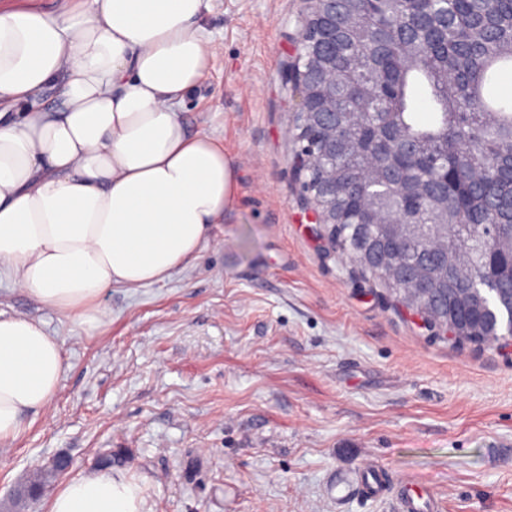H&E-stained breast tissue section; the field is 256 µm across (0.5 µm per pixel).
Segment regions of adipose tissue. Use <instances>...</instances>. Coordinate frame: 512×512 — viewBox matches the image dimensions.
<instances>
[{
  "mask_svg": "<svg viewBox=\"0 0 512 512\" xmlns=\"http://www.w3.org/2000/svg\"><path fill=\"white\" fill-rule=\"evenodd\" d=\"M0 4V282L92 328L109 288L185 269L238 198L222 143L190 133L186 97L208 77L206 0ZM62 106H21L50 86ZM60 343L41 320L0 315V444L53 399ZM49 512H152L142 486L98 468Z\"/></svg>",
  "mask_w": 512,
  "mask_h": 512,
  "instance_id": "adipose-tissue-1",
  "label": "adipose tissue"
}]
</instances>
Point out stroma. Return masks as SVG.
<instances>
[{
  "mask_svg": "<svg viewBox=\"0 0 512 512\" xmlns=\"http://www.w3.org/2000/svg\"><path fill=\"white\" fill-rule=\"evenodd\" d=\"M307 0H209L208 81L182 108L223 142L238 202L186 269L101 298L99 330L0 285V312L62 344L52 401L0 445V512H48L97 467L138 482L153 512H395L339 472L380 464L428 485L436 512H512V348L434 336L316 223L292 164L291 86ZM72 465L23 506L58 453Z\"/></svg>",
  "mask_w": 512,
  "mask_h": 512,
  "instance_id": "obj_1",
  "label": "stroma"
}]
</instances>
